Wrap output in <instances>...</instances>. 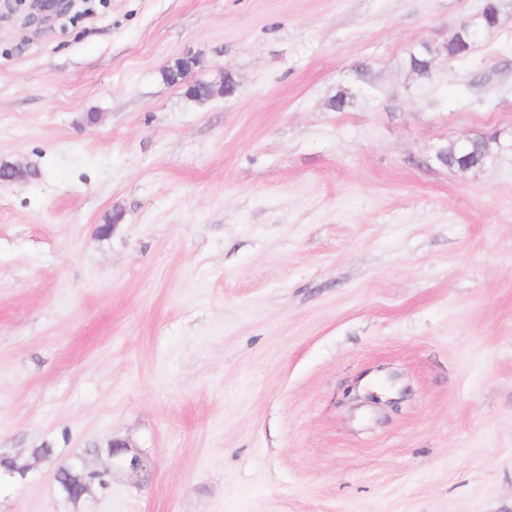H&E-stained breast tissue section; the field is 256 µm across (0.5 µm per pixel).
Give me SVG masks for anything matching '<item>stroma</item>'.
Here are the masks:
<instances>
[{
	"instance_id": "35a3bbf8",
	"label": "stroma",
	"mask_w": 512,
	"mask_h": 512,
	"mask_svg": "<svg viewBox=\"0 0 512 512\" xmlns=\"http://www.w3.org/2000/svg\"><path fill=\"white\" fill-rule=\"evenodd\" d=\"M483 3L0 15V456L54 451L0 512H512V0L408 65ZM381 366L398 409L349 403ZM114 439L149 481L66 501L57 466ZM501 4L499 0H489L480 16L463 24L456 35L441 46L434 47L431 44L421 46L409 55L410 69L422 78L429 76L426 63L430 55H441L448 61H456L468 58L478 46L482 35L490 29L498 17H500ZM495 138H476L464 149L460 150L455 141L442 145L438 150L444 155L448 167H458L467 161L479 162L492 151L491 140Z\"/></svg>"
}]
</instances>
